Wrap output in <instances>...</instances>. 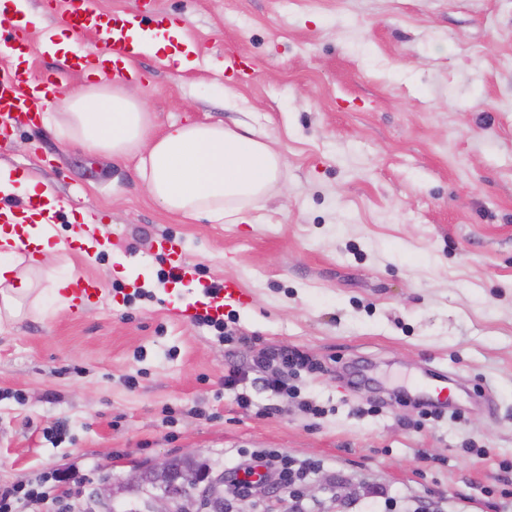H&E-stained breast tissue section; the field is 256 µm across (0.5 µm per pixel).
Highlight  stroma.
I'll list each match as a JSON object with an SVG mask.
<instances>
[{
	"label": "stroma",
	"instance_id": "1",
	"mask_svg": "<svg viewBox=\"0 0 512 512\" xmlns=\"http://www.w3.org/2000/svg\"><path fill=\"white\" fill-rule=\"evenodd\" d=\"M92 3L181 19L199 67L132 64L154 133L189 118L255 132L282 154L284 189L249 223L187 222L151 198L136 160L90 155L41 120L0 138V166L64 201L59 239L91 206L105 240L62 259L96 281L97 306L58 311L47 293L0 331V488L65 471L39 512H84L93 486L134 465L193 456L226 474L244 450L277 448L319 463L300 487L313 512H512V0ZM27 4L28 71L50 83L62 59L41 37L63 6ZM164 235L198 270L190 292L243 288L224 308L238 344L171 313ZM117 254L152 287L117 275ZM262 347L321 369L291 400L252 375L225 387ZM433 368L461 383L455 417L422 420L413 402ZM477 385L493 409L470 401ZM374 399L382 411L356 413Z\"/></svg>",
	"mask_w": 512,
	"mask_h": 512
}]
</instances>
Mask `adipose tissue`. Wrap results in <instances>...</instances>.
Wrapping results in <instances>:
<instances>
[{"instance_id":"adipose-tissue-1","label":"adipose tissue","mask_w":512,"mask_h":512,"mask_svg":"<svg viewBox=\"0 0 512 512\" xmlns=\"http://www.w3.org/2000/svg\"><path fill=\"white\" fill-rule=\"evenodd\" d=\"M169 34L180 50L165 52L154 41L152 53L162 54L163 64L175 72L195 69L199 50L183 26L171 24ZM90 74L92 83L81 89L50 88L57 132L91 155L137 158L149 194L169 213L240 224L278 184L283 158L267 143L221 123L190 120L154 135L152 116L130 87L102 78L95 68ZM15 195L40 202L47 214L61 207L45 182L0 168V199ZM54 236L44 218L10 214L0 223V329L38 307L47 289L58 307H69L63 290L76 273L56 274L51 261L61 246Z\"/></svg>"}]
</instances>
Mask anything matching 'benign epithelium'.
<instances>
[{"label": "benign epithelium", "instance_id": "7a95c632", "mask_svg": "<svg viewBox=\"0 0 512 512\" xmlns=\"http://www.w3.org/2000/svg\"><path fill=\"white\" fill-rule=\"evenodd\" d=\"M150 468L155 474L167 478L174 492L152 497L146 504V512H197L205 508L207 499L224 497L221 476L178 468L174 457L155 460ZM92 497L104 512H112L113 487L110 480H102Z\"/></svg>", "mask_w": 512, "mask_h": 512}]
</instances>
